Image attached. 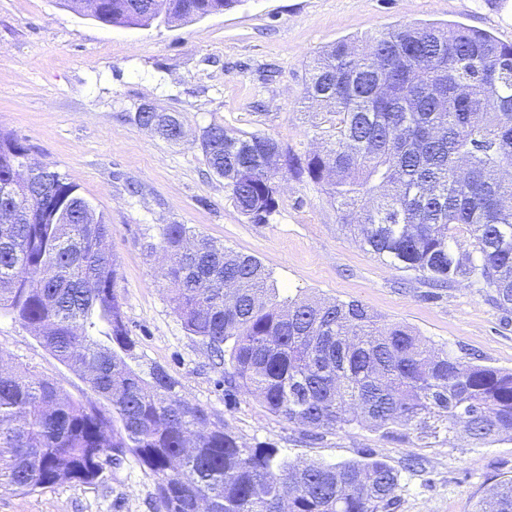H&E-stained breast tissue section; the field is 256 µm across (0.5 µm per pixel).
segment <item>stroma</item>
<instances>
[{"instance_id":"stroma-1","label":"stroma","mask_w":512,"mask_h":512,"mask_svg":"<svg viewBox=\"0 0 512 512\" xmlns=\"http://www.w3.org/2000/svg\"><path fill=\"white\" fill-rule=\"evenodd\" d=\"M512 0H242L224 12L150 27L106 26L63 0H0V132L33 162L75 184L112 226L107 248L137 348L134 369L163 367L248 445L288 461L374 456L401 471L392 512H474L512 477V441L465 439L419 448L354 429L318 436L269 413L255 397L228 400L223 369L189 336L167 298L164 225L185 224L215 244L258 258L279 297L356 300L466 361L512 370V305L465 284L433 288L367 252L346 232L320 185L280 174L279 208L251 223L208 168L204 130L274 138L304 157L319 150L315 106L301 97L313 58L341 40L405 23L459 24L512 42ZM175 116L182 140L139 127L142 106ZM11 365L54 380L72 397L84 382L34 331L0 316ZM421 466L405 470L408 456ZM155 477L134 458L93 486L29 494L0 490V512H155Z\"/></svg>"}]
</instances>
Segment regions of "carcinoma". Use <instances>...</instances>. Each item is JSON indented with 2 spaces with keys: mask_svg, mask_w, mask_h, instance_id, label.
<instances>
[{
  "mask_svg": "<svg viewBox=\"0 0 512 512\" xmlns=\"http://www.w3.org/2000/svg\"><path fill=\"white\" fill-rule=\"evenodd\" d=\"M102 0L96 20L145 26L203 18L242 0ZM302 97L326 113L325 146L288 170L321 185L355 241L435 287L467 283L512 304V44L459 24H405L342 40L313 61ZM140 126L182 124L139 111ZM201 149L238 211L279 207L271 137L204 130ZM29 149L0 133V313L34 329L96 399L66 395L0 348V487L26 493L97 484L130 455L156 477V512H391L401 474L382 459L286 461L224 428L159 366L129 364L136 342L105 249L111 225L54 172L27 184ZM170 302L225 365L226 395L258 398L307 432L369 427L407 442L512 440V371L465 362L358 301H276L252 255L167 224ZM475 512H512V478Z\"/></svg>",
  "mask_w": 512,
  "mask_h": 512,
  "instance_id": "cac0c4a2",
  "label": "carcinoma"
}]
</instances>
